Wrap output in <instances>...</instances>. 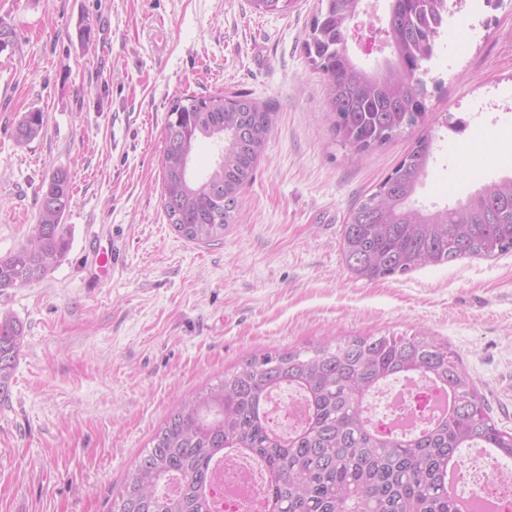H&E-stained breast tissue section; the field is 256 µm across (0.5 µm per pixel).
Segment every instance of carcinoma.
<instances>
[{"label": "carcinoma", "instance_id": "obj_1", "mask_svg": "<svg viewBox=\"0 0 512 512\" xmlns=\"http://www.w3.org/2000/svg\"><path fill=\"white\" fill-rule=\"evenodd\" d=\"M294 0H250L258 13H283ZM305 53L326 79L332 131L357 153L389 141L425 115L421 63L432 57L448 0H389L391 58L381 70L357 63L348 47L358 0H323ZM275 124L266 104L224 93L177 100L164 127L162 203L186 240L207 244L236 223ZM44 114L25 113L19 142L39 135ZM220 142L221 160L202 179L187 168L199 137ZM425 131L377 189L349 211L341 255L351 275L369 281L454 260L512 252V175L453 205L415 207L432 155ZM71 181L55 171L41 188L37 224L25 244L0 256V293L44 278L70 249L64 223ZM20 320L0 313V403L23 345ZM424 377L452 393L447 414L410 433L380 434L366 404L382 383ZM291 386L307 413L289 433L273 428L268 396ZM491 448L512 461V433L499 428L455 352L427 336H359L286 353L261 352L207 389L180 401L152 447L111 498L109 512H214L212 473L226 450L262 464L264 512H461L448 492V469L462 449Z\"/></svg>", "mask_w": 512, "mask_h": 512}]
</instances>
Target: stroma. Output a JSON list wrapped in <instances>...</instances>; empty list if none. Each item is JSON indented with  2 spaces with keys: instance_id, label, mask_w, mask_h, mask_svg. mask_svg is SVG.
I'll list each match as a JSON object with an SVG mask.
<instances>
[{
  "instance_id": "35a3bbf8",
  "label": "stroma",
  "mask_w": 512,
  "mask_h": 512,
  "mask_svg": "<svg viewBox=\"0 0 512 512\" xmlns=\"http://www.w3.org/2000/svg\"><path fill=\"white\" fill-rule=\"evenodd\" d=\"M448 22L419 77L426 114L353 155L331 131L303 44L320 0H0V254L25 243L42 182L66 170L71 246L0 295L24 325L0 405V512H107L182 397L260 352L352 336L447 344L512 432V253L359 280L341 259L350 208L428 128L440 137L420 203H455L512 161V0ZM467 53H460L461 43ZM243 93L277 114L223 240L167 222L159 171L174 100ZM45 126L21 143L24 113ZM464 132H454L458 120Z\"/></svg>"
}]
</instances>
